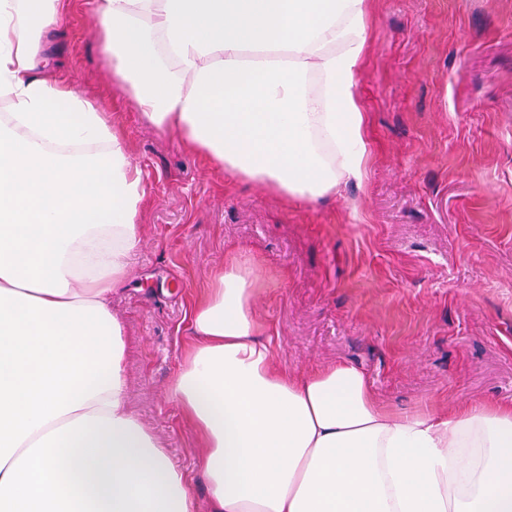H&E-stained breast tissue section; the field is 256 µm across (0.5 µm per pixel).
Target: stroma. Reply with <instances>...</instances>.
<instances>
[{"instance_id": "35a3bbf8", "label": "stroma", "mask_w": 512, "mask_h": 512, "mask_svg": "<svg viewBox=\"0 0 512 512\" xmlns=\"http://www.w3.org/2000/svg\"><path fill=\"white\" fill-rule=\"evenodd\" d=\"M355 90L368 119L362 183L288 201L226 176L143 120L66 0L57 67L111 112L140 169L141 240L112 313L129 338V405L207 505L204 450L167 396L213 268L255 270L278 366L344 361L403 409L512 404V0H373Z\"/></svg>"}]
</instances>
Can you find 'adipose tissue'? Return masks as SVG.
Masks as SVG:
<instances>
[{
  "instance_id": "obj_1",
  "label": "adipose tissue",
  "mask_w": 512,
  "mask_h": 512,
  "mask_svg": "<svg viewBox=\"0 0 512 512\" xmlns=\"http://www.w3.org/2000/svg\"><path fill=\"white\" fill-rule=\"evenodd\" d=\"M135 108L225 174L313 201L363 181L354 77L369 0H95ZM63 0H0V512H197L128 407L112 292L145 190L105 113L55 73ZM253 271L215 269L170 399L210 512H512V406L378 401L346 362L276 367Z\"/></svg>"
}]
</instances>
